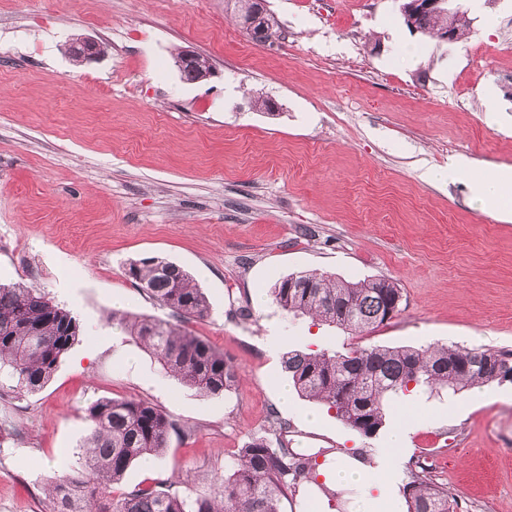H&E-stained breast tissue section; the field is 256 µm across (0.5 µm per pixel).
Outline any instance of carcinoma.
I'll list each match as a JSON object with an SVG mask.
<instances>
[{
    "instance_id": "1",
    "label": "carcinoma",
    "mask_w": 512,
    "mask_h": 512,
    "mask_svg": "<svg viewBox=\"0 0 512 512\" xmlns=\"http://www.w3.org/2000/svg\"><path fill=\"white\" fill-rule=\"evenodd\" d=\"M403 20L411 30L430 37L448 27V15L441 13H411ZM277 30V21L265 10L251 37L268 40ZM128 275L153 301L171 311L166 320L120 319L129 335L157 357L165 373L201 393L220 396L231 391L238 379L235 367L188 328L208 312L206 297L189 274L174 263L151 259L130 263ZM296 280L310 287L290 288L285 277L271 288L283 311L316 317L351 334L386 322L388 307L402 300L401 289L385 278L354 282L311 271L297 274ZM346 302L354 306V315L343 314ZM80 332L77 319L39 289L24 282L0 285V366L8 368L17 391L42 389ZM448 359L455 363L449 375L437 369ZM505 362L512 365V356L457 345L424 350L373 346L345 353L293 351L286 356L284 369L299 395L324 402L344 426L371 438L386 426V404L392 398L412 387L459 394L490 385L498 381L496 366ZM86 417L82 461L47 485L51 512H280L281 497L298 492L311 480L310 455L283 443L272 448L266 439L256 438L241 449L236 468L210 498H188L161 481L109 496L106 489L119 483L132 463L164 452L176 423L149 402L122 398L92 403ZM407 478L403 494L408 512L459 509L448 488L428 476L426 465L415 463Z\"/></svg>"
}]
</instances>
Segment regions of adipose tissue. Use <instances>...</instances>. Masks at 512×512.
<instances>
[{"instance_id":"adipose-tissue-1","label":"adipose tissue","mask_w":512,"mask_h":512,"mask_svg":"<svg viewBox=\"0 0 512 512\" xmlns=\"http://www.w3.org/2000/svg\"><path fill=\"white\" fill-rule=\"evenodd\" d=\"M471 189L487 213L505 210L512 202V169L476 179ZM404 441L402 428H395L387 446L371 458L361 461L348 457L325 463L317 475L325 484L355 489L352 512H401L397 488L402 471L398 459L405 449Z\"/></svg>"}]
</instances>
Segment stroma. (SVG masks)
<instances>
[{"label":"stroma","mask_w":512,"mask_h":512,"mask_svg":"<svg viewBox=\"0 0 512 512\" xmlns=\"http://www.w3.org/2000/svg\"><path fill=\"white\" fill-rule=\"evenodd\" d=\"M461 4L470 26L446 43L410 31L399 0H267L280 31L258 42L224 0H0V283L40 289L83 328L42 390L0 374V512H50L45 484L76 467L101 398L149 401L181 428L114 493L161 480L210 497L241 448L275 443V417L319 463L385 446L388 431L362 438L327 405L281 404L288 352L512 353V220L469 191L512 167V0ZM79 37L103 54L74 62ZM185 51L212 75L184 80ZM452 158L463 177L429 179ZM144 258L202 289L191 329L236 368L231 392L165 374L113 323L169 316L127 275ZM306 271L390 279L400 310L361 336L288 316L271 288ZM416 400L433 417H414L411 458L459 512H512V384Z\"/></svg>","instance_id":"35a3bbf8"}]
</instances>
